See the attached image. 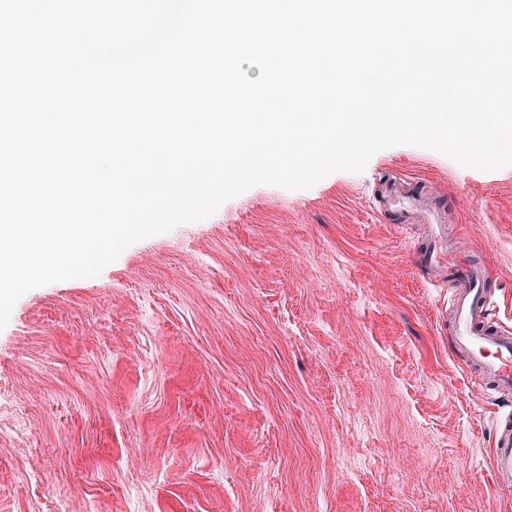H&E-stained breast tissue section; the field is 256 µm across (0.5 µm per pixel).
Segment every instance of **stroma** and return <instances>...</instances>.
Masks as SVG:
<instances>
[{
	"label": "stroma",
	"mask_w": 512,
	"mask_h": 512,
	"mask_svg": "<svg viewBox=\"0 0 512 512\" xmlns=\"http://www.w3.org/2000/svg\"><path fill=\"white\" fill-rule=\"evenodd\" d=\"M387 165L456 199L512 325V166L398 145L309 189L253 187L17 301L0 512H512L488 477L512 403L441 333L423 226L373 213Z\"/></svg>",
	"instance_id": "obj_1"
}]
</instances>
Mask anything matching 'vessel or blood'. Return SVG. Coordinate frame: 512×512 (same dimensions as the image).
Wrapping results in <instances>:
<instances>
[{
  "mask_svg": "<svg viewBox=\"0 0 512 512\" xmlns=\"http://www.w3.org/2000/svg\"><path fill=\"white\" fill-rule=\"evenodd\" d=\"M374 212L392 224H423L428 229L417 264L436 272L450 286L448 314L439 326L455 350L482 375L483 390L494 398L512 396V329L503 326L485 263L462 251L448 231L441 197L420 183L383 169L372 184ZM491 481L512 487V425H500L493 444Z\"/></svg>",
  "mask_w": 512,
  "mask_h": 512,
  "instance_id": "1",
  "label": "vessel or blood"
}]
</instances>
